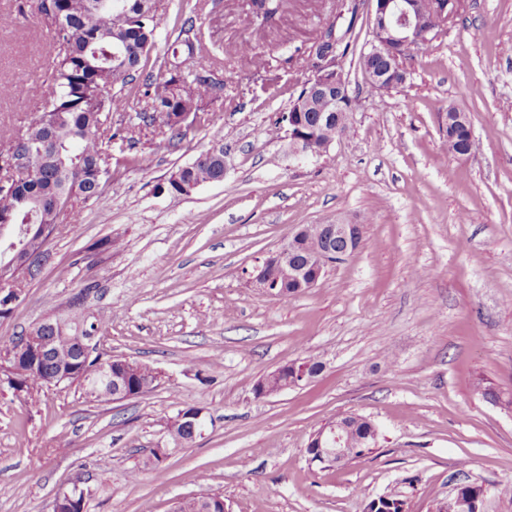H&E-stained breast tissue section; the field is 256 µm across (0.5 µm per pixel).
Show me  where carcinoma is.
<instances>
[{
    "label": "carcinoma",
    "mask_w": 512,
    "mask_h": 512,
    "mask_svg": "<svg viewBox=\"0 0 512 512\" xmlns=\"http://www.w3.org/2000/svg\"><path fill=\"white\" fill-rule=\"evenodd\" d=\"M41 15L51 22L59 52L43 82L51 87L43 98L42 109L28 125L9 137L7 148L31 150L34 155L51 158L46 163H34L33 168L18 177L15 186H0V223L14 225L10 238H0V258L13 253L14 247L28 242L27 228L31 224H49L61 228L64 208L53 200L97 199L101 195L100 173L110 159L112 141L125 140L127 131L108 124L109 115L123 111L127 98L114 91L116 85L136 87L143 79L144 95L150 108L138 114L145 126H157L168 144L174 146L185 137L187 129L171 116L191 113L190 123L207 121L205 101L219 94L206 82L194 90L182 89L192 72L212 68L211 51L196 41L188 47L182 41L187 28L195 27L193 17H180L173 28L174 39L168 46L164 73L155 77L145 73L149 54L155 43L157 28L154 0H42ZM252 22L264 24L280 8L279 0H256ZM224 179V164L215 156H198L184 166L177 181L167 182V193L174 199L184 195V186L199 185ZM83 297L69 302L67 318L72 328L84 319ZM112 355L99 351L84 358L69 383H76L97 400L102 398L105 374L102 365ZM12 376L25 399L36 400L47 388L45 378L56 370L48 364L36 372L29 365L10 363ZM158 373L151 366L134 362V368L123 378L130 393L143 395L156 386ZM192 408L178 411L167 423L168 434L175 444L193 440L192 433L183 429L181 418ZM340 442L334 448H345L351 458L363 457L375 444L378 430L368 418L349 414L338 429ZM213 493L202 492L184 498L177 512H206Z\"/></svg>",
    "instance_id": "cac0c4a2"
}]
</instances>
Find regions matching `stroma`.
<instances>
[{
	"mask_svg": "<svg viewBox=\"0 0 512 512\" xmlns=\"http://www.w3.org/2000/svg\"><path fill=\"white\" fill-rule=\"evenodd\" d=\"M348 6L283 0L259 27L252 0H155L149 72L190 16L224 92L175 147L138 129L143 95L112 115L134 139L113 141L104 194L74 203L50 261L0 320V344L80 294L106 319L100 348L159 381L116 403L73 385L29 404L0 387V512H51L76 484L92 491L86 512H171L204 487L228 512H367L382 496L433 512L461 483L483 488L479 512H512V0H463L387 92L364 79L369 19L349 25ZM1 12L19 21L0 31V82L32 86L57 53L53 29L34 0H0ZM332 24L352 30L354 110L326 153L299 160L267 130ZM452 106L477 143L463 158L440 130ZM219 145L223 181L172 200L171 173ZM338 220L363 225L361 244L314 288L272 298L250 286L288 235ZM106 238L113 249L95 250ZM309 359L319 375L256 396L258 380ZM187 407L205 426L168 446L166 423ZM349 413L377 426L372 450L342 466L311 461L313 434ZM163 447V465L131 480Z\"/></svg>",
	"mask_w": 512,
	"mask_h": 512,
	"instance_id": "obj_1",
	"label": "stroma"
}]
</instances>
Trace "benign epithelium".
Segmentation results:
<instances>
[{
  "label": "benign epithelium",
  "instance_id": "1",
  "mask_svg": "<svg viewBox=\"0 0 512 512\" xmlns=\"http://www.w3.org/2000/svg\"><path fill=\"white\" fill-rule=\"evenodd\" d=\"M371 7V40L364 48L363 75L366 81L381 92L398 87L405 81L406 72L401 64L416 45L432 40L437 29L451 20L458 12L460 0H369ZM312 75L304 85V94L298 101L295 118L298 124H305L303 112H314L313 125L336 123L343 126L349 112L353 111L354 100L349 94L348 80L343 68V58L336 44V29L326 28L310 50ZM289 149L297 158L320 156L331 142L316 143L313 139L288 132ZM314 236L304 262L296 258L294 238L288 236L281 247L271 252L252 273L251 284L275 298L283 297L275 283L288 279L309 288L316 285L328 265L338 262L352 252L357 239L362 237L361 226L336 222L303 229ZM30 252L16 254L11 260L0 264V306L8 307L18 303L25 295L29 282L39 273L31 266ZM95 313L86 312L83 333L76 336V342L84 353L92 352L97 339ZM69 322L57 314H51L34 325L21 339L14 338L6 346L8 355L0 363V384H11L7 361L13 357L25 356L34 364L44 366L53 360L59 367L51 384L67 382L65 370L76 363V359L62 355L54 346V334L66 330ZM336 429L322 431L319 437L320 458L332 460L341 465L349 461L346 451L330 448L335 439ZM444 512H477V503L455 494L441 504Z\"/></svg>",
  "mask_w": 512,
  "mask_h": 512
}]
</instances>
